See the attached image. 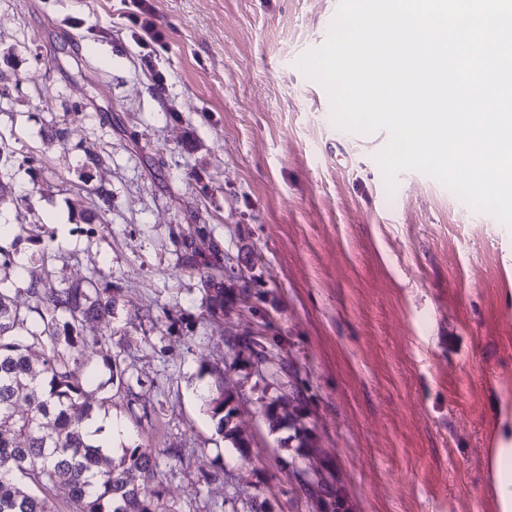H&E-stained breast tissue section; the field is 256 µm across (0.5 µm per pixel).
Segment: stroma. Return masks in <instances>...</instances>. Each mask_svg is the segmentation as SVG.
I'll list each match as a JSON object with an SVG mask.
<instances>
[{
	"instance_id": "stroma-1",
	"label": "stroma",
	"mask_w": 512,
	"mask_h": 512,
	"mask_svg": "<svg viewBox=\"0 0 512 512\" xmlns=\"http://www.w3.org/2000/svg\"><path fill=\"white\" fill-rule=\"evenodd\" d=\"M153 6L161 46L133 37L124 0H0V216L43 226L19 246L27 272L51 249L53 285L116 295L112 351L140 401L104 415L125 446L158 449L165 507L250 512L273 493L277 512H315L335 491L341 512H499L478 450L486 426L512 435V416L492 419L508 397L494 378L512 374V227L423 172L387 182L388 132L334 123L300 62L339 0ZM101 190L106 221L84 223ZM189 237L252 294L222 323L180 261ZM249 330L276 348L241 390L246 461L196 390L213 365L248 374L227 340ZM292 392L321 440L312 460L263 421Z\"/></svg>"
}]
</instances>
